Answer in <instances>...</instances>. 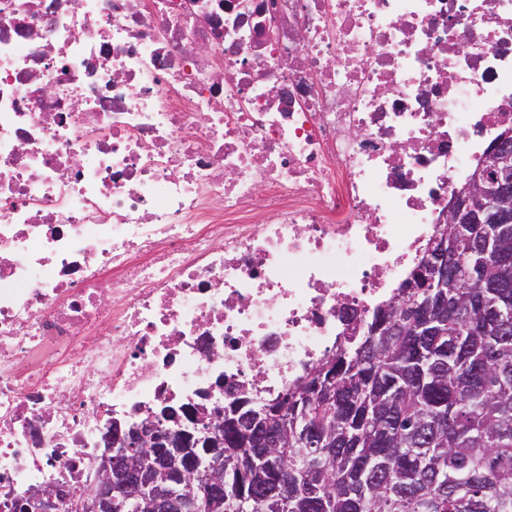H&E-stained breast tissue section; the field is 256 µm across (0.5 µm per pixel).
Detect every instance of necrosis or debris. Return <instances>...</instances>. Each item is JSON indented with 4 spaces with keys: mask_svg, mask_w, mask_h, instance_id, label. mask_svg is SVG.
<instances>
[{
    "mask_svg": "<svg viewBox=\"0 0 512 512\" xmlns=\"http://www.w3.org/2000/svg\"><path fill=\"white\" fill-rule=\"evenodd\" d=\"M510 126L512 0H0V512L364 336Z\"/></svg>",
    "mask_w": 512,
    "mask_h": 512,
    "instance_id": "4bbe7bcc",
    "label": "necrosis or debris"
}]
</instances>
